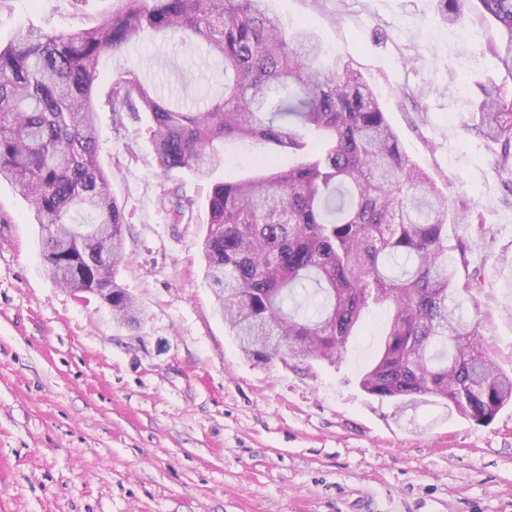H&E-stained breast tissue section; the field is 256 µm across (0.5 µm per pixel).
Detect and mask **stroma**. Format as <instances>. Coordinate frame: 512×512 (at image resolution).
Here are the masks:
<instances>
[{
	"label": "stroma",
	"instance_id": "35a3bbf8",
	"mask_svg": "<svg viewBox=\"0 0 512 512\" xmlns=\"http://www.w3.org/2000/svg\"><path fill=\"white\" fill-rule=\"evenodd\" d=\"M123 0H0V44L16 30L66 32ZM291 28L315 33L325 61L361 72L408 158L447 194L478 275L466 297L512 372V174L495 144L467 128L479 84L501 83L484 53L491 23L448 24L439 0H268ZM95 95L130 70L162 96L203 105L213 84L203 45L144 34L106 56ZM146 115L100 126L129 259L119 284L135 297L131 331L106 305L58 288L26 201L0 181V512H512V405L491 423L445 405L396 411L358 385L377 349L378 311L341 363L260 368L246 361L202 272L209 180L163 171ZM296 158L234 141L220 180L246 179ZM193 201L182 220L172 194Z\"/></svg>",
	"mask_w": 512,
	"mask_h": 512
}]
</instances>
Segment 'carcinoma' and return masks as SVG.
<instances>
[{
    "label": "carcinoma",
    "mask_w": 512,
    "mask_h": 512,
    "mask_svg": "<svg viewBox=\"0 0 512 512\" xmlns=\"http://www.w3.org/2000/svg\"><path fill=\"white\" fill-rule=\"evenodd\" d=\"M454 24L467 9L499 26L485 52L505 83L482 89L468 128L495 142L512 170V0H442ZM201 42L224 64V93L199 108L163 98L128 71L100 103L103 56L147 30ZM315 35L286 30L266 0H124L74 33L21 29L0 46V179L29 202L42 259L61 288L112 289V318L141 326L116 281L125 214L99 163L101 114L145 111L165 171L209 177L224 142L251 141L305 160L240 181H215L201 249L203 276L242 354L336 364L371 307L388 312L360 388L400 411L431 399L488 424L512 403V375L462 311L475 278L448 246V199L403 153L362 74L321 63ZM88 215L86 224L73 215Z\"/></svg>",
    "instance_id": "obj_1"
}]
</instances>
